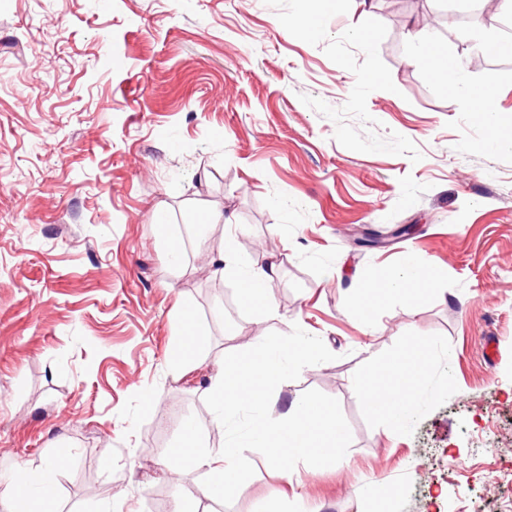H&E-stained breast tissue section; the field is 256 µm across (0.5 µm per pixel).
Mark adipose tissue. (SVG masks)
<instances>
[{
	"label": "adipose tissue",
	"instance_id": "ef3b65f1",
	"mask_svg": "<svg viewBox=\"0 0 512 512\" xmlns=\"http://www.w3.org/2000/svg\"><path fill=\"white\" fill-rule=\"evenodd\" d=\"M408 39L421 48L422 58L432 74L447 82L449 89L462 86L467 67L463 59L447 55L440 46L418 29L410 30ZM440 278L437 268L430 264L391 270L367 280L357 300L362 321H370L377 302L394 293H418L435 286ZM429 359V347L418 338L403 339L399 350L378 366L377 374L361 381V389L368 408L384 413L391 420H401L406 410L409 393L416 379L420 378ZM201 431L197 420L184 425L183 444L172 449L176 466L192 464L203 469L210 477L207 492L212 496H226L235 492L239 480L235 459L240 452L239 444L226 446L223 452L212 454L198 448L196 441ZM32 481L26 468H17L4 491L0 492L8 503V512H52L50 495L36 496L31 491Z\"/></svg>",
	"mask_w": 512,
	"mask_h": 512
}]
</instances>
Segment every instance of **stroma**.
I'll return each mask as SVG.
<instances>
[{
    "label": "stroma",
    "instance_id": "obj_1",
    "mask_svg": "<svg viewBox=\"0 0 512 512\" xmlns=\"http://www.w3.org/2000/svg\"><path fill=\"white\" fill-rule=\"evenodd\" d=\"M437 39L466 59L449 90L405 29L436 8ZM0 0V475L40 477L58 449L54 512H175L208 482L167 449L196 418L225 354L300 326L334 361L275 390L284 416L310 389L336 398L352 443L337 464L255 474L199 512H370L361 486L394 485L397 512H512V149L488 146L465 88L496 89L512 133V18L464 23L470 0ZM371 27L364 48L353 30ZM376 71L385 84H362ZM224 215L225 223H206ZM410 233L396 235L401 225ZM376 230L381 243L354 244ZM275 262V311L246 305L223 252ZM175 238L179 260L167 240ZM440 266L364 325L363 283ZM206 337L177 365L184 314ZM430 347L405 420L359 385L401 338Z\"/></svg>",
    "mask_w": 512,
    "mask_h": 512
}]
</instances>
